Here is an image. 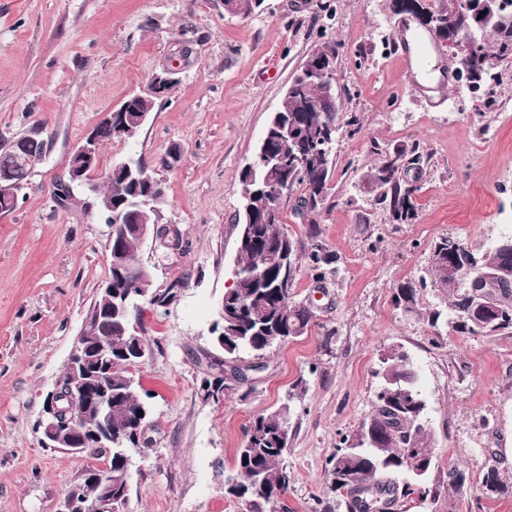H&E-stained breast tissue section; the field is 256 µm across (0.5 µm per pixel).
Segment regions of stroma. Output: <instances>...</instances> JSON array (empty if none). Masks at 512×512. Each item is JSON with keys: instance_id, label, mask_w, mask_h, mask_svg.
<instances>
[{"instance_id": "1", "label": "stroma", "mask_w": 512, "mask_h": 512, "mask_svg": "<svg viewBox=\"0 0 512 512\" xmlns=\"http://www.w3.org/2000/svg\"><path fill=\"white\" fill-rule=\"evenodd\" d=\"M391 0H264L243 19L219 0H0V143L38 133L47 144L16 208L0 213V512H57L91 464L46 447L40 421L63 376L84 318L108 274L109 228L90 187L56 200L69 153L104 113L146 89L152 70L172 66L176 83L139 136L101 150V168L140 156L155 163L172 146L181 163L159 177L160 227L180 248L146 242L140 259L152 292L136 332L150 352L136 370L151 395L147 445L134 456L132 512H245L224 495L244 430L259 414L288 408L289 512H348L328 492V459L374 409L377 371L389 348L419 374L434 456L458 465L464 494L399 500L393 512H512L486 497L492 457L512 481V335L435 333L427 317L446 293L423 290L413 311L391 290L427 275L435 242L448 234L484 250L512 236V79L494 87L486 113L460 84L423 92L401 62L408 23ZM194 41L179 60L182 25ZM341 42L337 81L343 112L358 128L338 134L331 195L317 215L339 257L316 283L300 268L293 287L311 305L308 333L267 353L252 381L218 401L201 385L221 350L211 343L218 304L237 260L240 173L250 161L295 71L320 36ZM395 153L417 142L431 155L411 223L374 206L371 142Z\"/></svg>"}]
</instances>
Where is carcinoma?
Here are the masks:
<instances>
[{
	"label": "carcinoma",
	"mask_w": 512,
	"mask_h": 512,
	"mask_svg": "<svg viewBox=\"0 0 512 512\" xmlns=\"http://www.w3.org/2000/svg\"><path fill=\"white\" fill-rule=\"evenodd\" d=\"M506 6L494 23L479 33L490 37V44H482L481 52L463 58L458 66L469 73L476 90L482 91L490 80L497 81L507 72L512 73V0H504ZM426 15L446 23L456 35L466 30L458 0H446L436 12ZM342 45L336 41L315 48L307 56L310 65L325 63L337 67ZM341 93L329 97L321 84L313 81L305 91L283 98L281 106L270 116L262 139L270 151L283 153L279 167L258 164L254 176L255 186L266 191L254 199V208L260 210L271 199L277 188L286 187L292 192L302 191L301 199L314 201L310 214L315 215L327 198L331 159L326 156V141L336 142L343 122L340 109ZM158 98L131 96L123 104L129 115L155 110ZM380 160L370 174L377 190L375 205L385 212L392 223L408 224L416 213L414 198L419 196L418 179L408 176L412 169L422 170L427 162L420 145L413 143L395 155L382 154L377 145H370ZM9 181H0V212L6 213L17 206L12 183L21 178L14 167L8 144L0 145V175ZM160 185L155 166L143 157L129 158L122 169L111 167L104 173L100 195L112 196L113 222H123L132 212H146L148 223L159 220L155 203L143 206V197L152 199L163 196L156 190ZM307 242L300 252L292 256L291 273L297 274L301 265L314 272L315 280L323 281L325 271L335 269L338 257L333 251L322 253L308 245L321 241V230L315 219L309 220ZM239 226L237 238V268L241 270L234 286L224 291V305L239 310L235 319L224 322V370L213 379L203 380L205 396L219 399L237 383L247 380L240 365L246 356L261 359L270 349L284 343L290 337L305 334L313 323L314 313L303 303L282 293L279 280L277 255L285 234L284 219L277 223L256 221L250 238L243 237L244 223ZM468 246L457 236L448 234L435 242L433 252L448 257L456 249ZM481 258L477 267L459 266L456 277L438 274L430 269V277L398 284L391 291L395 306L410 310L417 303L420 291L431 287L449 289L448 313L445 325L448 331L462 336L498 333L512 334V322L493 327L480 320L473 321L470 308L478 304L471 280L478 272L512 265V255L492 250L477 251ZM152 287L150 271L145 266L133 270L124 278L123 288L133 290L123 313L112 316V323L98 322V334L112 344V364L107 372L112 383V437L122 439V444L112 448V504L120 506L130 489L131 463L128 458L139 445L133 439L138 422L150 418L149 395H141L136 389L131 369L137 361L123 355L131 338L129 322L132 312L138 309L135 301L142 299L140 289ZM381 384L375 395L374 410L345 440L347 446L338 448L329 458V489L348 499L353 512H389L395 503L397 487L383 481L385 477L403 475L408 481L402 484V496H418L422 500H436L443 494L456 493V477L464 475L458 467L448 466L446 479L430 481L434 459L420 457L429 436L426 431V403L418 388V374L408 356L401 353L383 362L378 372ZM61 413L71 423L84 428L96 427L92 418L81 414L74 403L60 402ZM288 429V409L260 414L253 418L245 430L244 444L237 452L235 467L224 476V494L241 502L246 512H265L273 501L286 497L291 477L282 466V458L288 443L281 440L282 431ZM483 486L487 493L496 496H512V483L505 482L500 473V461L493 457Z\"/></svg>",
	"instance_id": "cac0c4a2"
}]
</instances>
